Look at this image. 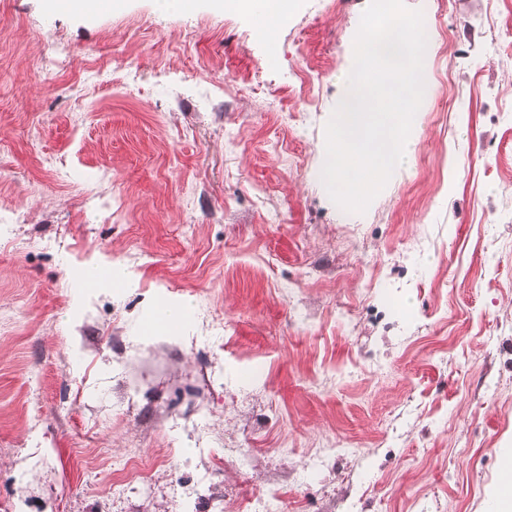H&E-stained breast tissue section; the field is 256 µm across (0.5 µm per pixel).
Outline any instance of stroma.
Masks as SVG:
<instances>
[{
  "label": "stroma",
  "instance_id": "stroma-1",
  "mask_svg": "<svg viewBox=\"0 0 512 512\" xmlns=\"http://www.w3.org/2000/svg\"><path fill=\"white\" fill-rule=\"evenodd\" d=\"M368 4L297 0L270 42L205 0H0V512H488L512 0H405L419 143L359 214L319 170ZM165 303L177 331L151 328ZM48 7L58 9L66 7L84 14H98L102 11H121L126 0H46Z\"/></svg>",
  "mask_w": 512,
  "mask_h": 512
}]
</instances>
